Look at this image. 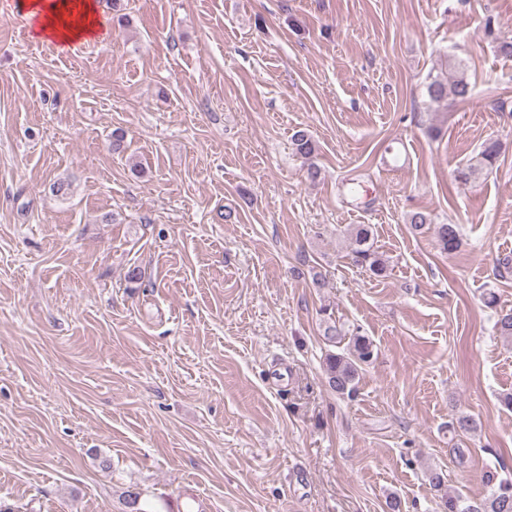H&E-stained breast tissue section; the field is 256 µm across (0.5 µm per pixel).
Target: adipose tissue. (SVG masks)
Wrapping results in <instances>:
<instances>
[{
	"label": "adipose tissue",
	"mask_w": 512,
	"mask_h": 512,
	"mask_svg": "<svg viewBox=\"0 0 512 512\" xmlns=\"http://www.w3.org/2000/svg\"><path fill=\"white\" fill-rule=\"evenodd\" d=\"M19 7L40 40L68 45L99 33L96 0H21Z\"/></svg>",
	"instance_id": "obj_1"
}]
</instances>
